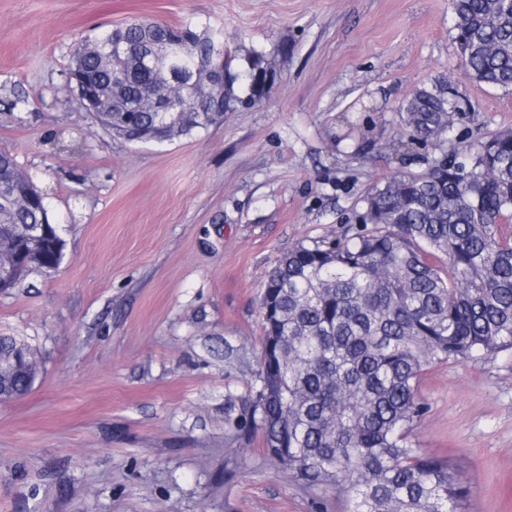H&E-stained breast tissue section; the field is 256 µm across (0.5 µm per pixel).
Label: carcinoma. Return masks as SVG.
<instances>
[{
	"mask_svg": "<svg viewBox=\"0 0 512 512\" xmlns=\"http://www.w3.org/2000/svg\"><path fill=\"white\" fill-rule=\"evenodd\" d=\"M455 42L466 45L465 76L512 89V4L453 0ZM98 40L125 48L115 63L79 42L71 64L104 107L107 131L138 142L167 120L150 94L182 102L176 135L223 122L214 98L196 86L208 64L231 71L224 31L173 28L132 19ZM410 140L449 145L448 162L399 177L363 198L366 228L336 243L300 244L281 257L259 295L263 338L256 389L244 429L261 435L266 454L300 484L336 493L344 512H465L469 489L446 458L413 447L410 426L425 413L420 383L436 363L512 349V129L469 146L457 161L449 137L456 113L448 86L421 90L406 104ZM16 157L0 150V236L16 250L20 224H46L38 255L19 267L56 270L63 240L46 196L32 181L12 186ZM18 377L26 395L39 372L24 341Z\"/></svg>",
	"mask_w": 512,
	"mask_h": 512,
	"instance_id": "obj_1",
	"label": "carcinoma"
}]
</instances>
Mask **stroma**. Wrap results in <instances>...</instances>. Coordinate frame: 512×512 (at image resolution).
<instances>
[{
    "label": "stroma",
    "mask_w": 512,
    "mask_h": 512,
    "mask_svg": "<svg viewBox=\"0 0 512 512\" xmlns=\"http://www.w3.org/2000/svg\"><path fill=\"white\" fill-rule=\"evenodd\" d=\"M134 18L224 32L268 97L160 144L102 129L65 86L75 42ZM451 0H0V148L47 195L54 272L0 292V336L40 369L0 402V512H341L235 423L258 294L300 244L360 230L361 198L426 173L404 104L444 84L459 146L512 128V90L468 80ZM414 446L448 457L467 512H512V350L431 367ZM6 340H11L13 346H18V351L22 355L21 365L18 369V377L15 379V393L17 397L26 395L34 385L39 372L38 361L31 348L24 341L14 336L1 337V344Z\"/></svg>",
    "instance_id": "35a3bbf8"
}]
</instances>
